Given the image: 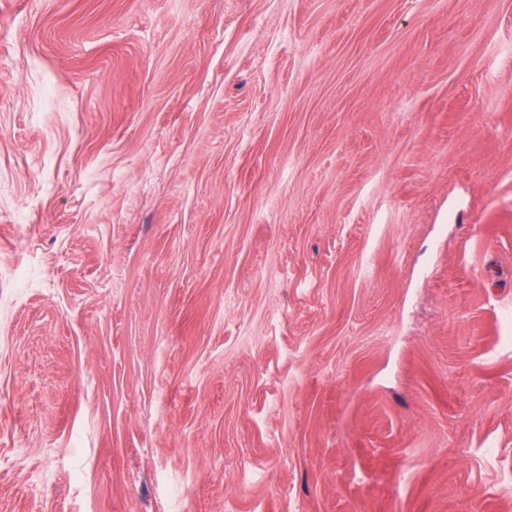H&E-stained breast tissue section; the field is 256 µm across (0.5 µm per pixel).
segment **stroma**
<instances>
[{"mask_svg":"<svg viewBox=\"0 0 512 512\" xmlns=\"http://www.w3.org/2000/svg\"><path fill=\"white\" fill-rule=\"evenodd\" d=\"M0 512H512V0H0Z\"/></svg>","mask_w":512,"mask_h":512,"instance_id":"35a3bbf8","label":"stroma"}]
</instances>
